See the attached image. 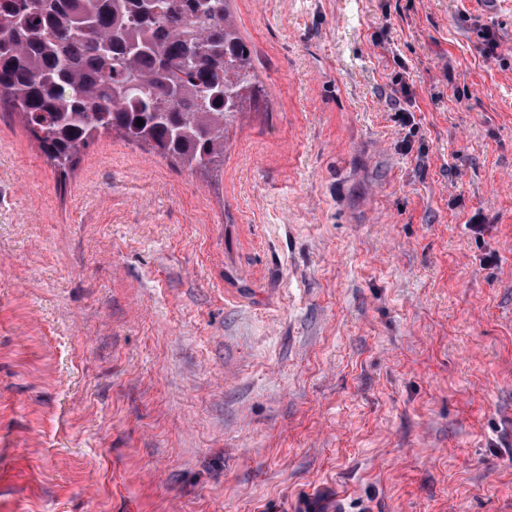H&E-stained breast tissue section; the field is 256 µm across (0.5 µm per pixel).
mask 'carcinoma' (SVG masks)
Masks as SVG:
<instances>
[{
	"label": "carcinoma",
	"mask_w": 512,
	"mask_h": 512,
	"mask_svg": "<svg viewBox=\"0 0 512 512\" xmlns=\"http://www.w3.org/2000/svg\"><path fill=\"white\" fill-rule=\"evenodd\" d=\"M228 2L0 0V109L62 174L114 132L219 170L225 127L259 92Z\"/></svg>",
	"instance_id": "1"
}]
</instances>
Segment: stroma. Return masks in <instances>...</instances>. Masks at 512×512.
I'll return each mask as SVG.
<instances>
[{"mask_svg": "<svg viewBox=\"0 0 512 512\" xmlns=\"http://www.w3.org/2000/svg\"><path fill=\"white\" fill-rule=\"evenodd\" d=\"M230 11L218 176L0 111V512H512V0Z\"/></svg>", "mask_w": 512, "mask_h": 512, "instance_id": "35a3bbf8", "label": "stroma"}]
</instances>
